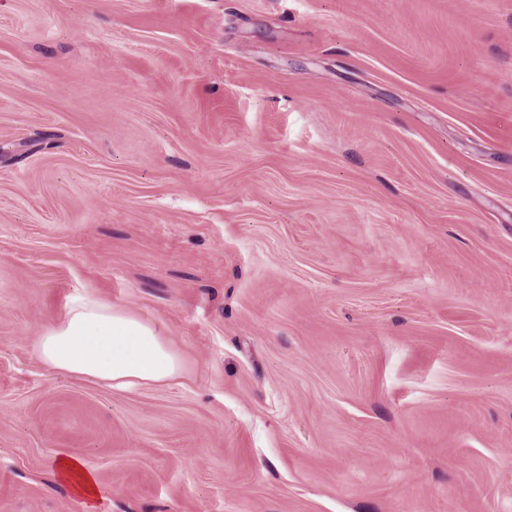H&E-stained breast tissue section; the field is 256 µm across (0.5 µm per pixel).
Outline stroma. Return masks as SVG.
Returning a JSON list of instances; mask_svg holds the SVG:
<instances>
[{
	"label": "stroma",
	"mask_w": 512,
	"mask_h": 512,
	"mask_svg": "<svg viewBox=\"0 0 512 512\" xmlns=\"http://www.w3.org/2000/svg\"><path fill=\"white\" fill-rule=\"evenodd\" d=\"M89 295L188 363L32 338ZM512 512V0H0V512ZM33 344L50 371L120 392L177 382L188 368L171 337L154 322L89 296L72 298L63 318L33 336ZM55 470L59 480L88 503L92 504L98 494V481L95 473L87 469L81 457L72 450L62 451L55 459Z\"/></svg>",
	"instance_id": "stroma-1"
}]
</instances>
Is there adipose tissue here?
<instances>
[{
	"label": "adipose tissue",
	"mask_w": 512,
	"mask_h": 512,
	"mask_svg": "<svg viewBox=\"0 0 512 512\" xmlns=\"http://www.w3.org/2000/svg\"><path fill=\"white\" fill-rule=\"evenodd\" d=\"M33 344L50 371L96 380L120 392L171 384L187 372L184 356L154 322L89 296L72 298L63 318L37 333ZM55 470L76 495L96 500L97 477L76 452L62 451Z\"/></svg>",
	"instance_id": "adipose-tissue-1"
}]
</instances>
